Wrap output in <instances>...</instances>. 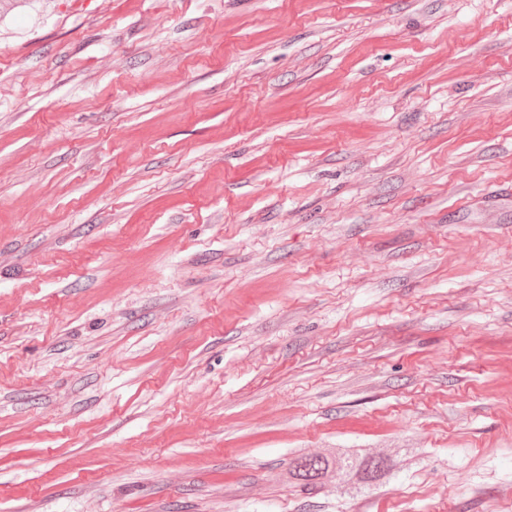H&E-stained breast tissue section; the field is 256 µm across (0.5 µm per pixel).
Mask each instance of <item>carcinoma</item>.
I'll list each match as a JSON object with an SVG mask.
<instances>
[{
	"label": "carcinoma",
	"instance_id": "carcinoma-1",
	"mask_svg": "<svg viewBox=\"0 0 512 512\" xmlns=\"http://www.w3.org/2000/svg\"><path fill=\"white\" fill-rule=\"evenodd\" d=\"M391 471L390 461L360 448H341L336 454L295 456L288 467V481L301 487H314L334 479L348 489L369 487Z\"/></svg>",
	"mask_w": 512,
	"mask_h": 512
}]
</instances>
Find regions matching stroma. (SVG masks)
Returning <instances> with one entry per match:
<instances>
[{"label":"stroma","instance_id":"35a3bbf8","mask_svg":"<svg viewBox=\"0 0 512 512\" xmlns=\"http://www.w3.org/2000/svg\"><path fill=\"white\" fill-rule=\"evenodd\" d=\"M0 512H512V0H0ZM391 471L390 461L360 448H341L336 454L295 456L288 467V481L301 487H314L336 479L349 490L369 487Z\"/></svg>","mask_w":512,"mask_h":512}]
</instances>
